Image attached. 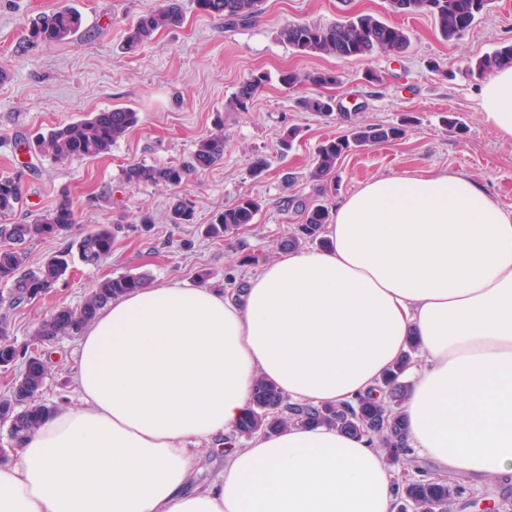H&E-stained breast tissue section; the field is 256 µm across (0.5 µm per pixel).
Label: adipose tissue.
I'll return each instance as SVG.
<instances>
[{
    "label": "adipose tissue",
    "instance_id": "ef3b65f1",
    "mask_svg": "<svg viewBox=\"0 0 512 512\" xmlns=\"http://www.w3.org/2000/svg\"><path fill=\"white\" fill-rule=\"evenodd\" d=\"M479 107L512 142V65ZM324 235L243 290L150 284L101 310L78 339L75 403L0 466V512H397L384 451L326 424L255 434L197 475L258 379L340 405L412 339V453L441 477H512V211L462 172L387 176L342 198Z\"/></svg>",
    "mask_w": 512,
    "mask_h": 512
}]
</instances>
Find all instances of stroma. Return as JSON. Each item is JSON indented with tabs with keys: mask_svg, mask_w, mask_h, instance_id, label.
<instances>
[{
	"mask_svg": "<svg viewBox=\"0 0 512 512\" xmlns=\"http://www.w3.org/2000/svg\"><path fill=\"white\" fill-rule=\"evenodd\" d=\"M161 0H0V174L23 170V201L12 222L31 220L68 191L79 231L117 225L112 253L98 266L73 264L57 290L11 314L13 335L24 344L33 328L55 307H76L104 279L145 273L159 285H198L211 272L210 286L237 289L279 255L278 243L302 215L289 200L323 197L336 207L345 196L374 177L464 172L480 181L500 204L512 210V143L501 140L482 120L481 78L467 77L468 61L512 43V0H493L464 36L441 38L431 17L392 12L388 0H264L253 22L231 26L223 17L202 12L197 0H181L183 22L162 30L135 51L125 46L126 31ZM72 7L81 12V31L69 42H30L29 30L40 15ZM352 14H370L408 30L410 44L400 55L376 52L344 60L305 55L280 42L278 29L290 22L331 24ZM332 71L337 85L302 83L284 88L281 72ZM257 72L270 80L249 111L228 102L238 84ZM376 81H368V74ZM318 94L336 100L324 118L302 111L300 98ZM138 112L139 123L94 159L58 162L25 152L23 142L90 112L112 106ZM224 117V158L179 189L130 186L121 171L133 163L172 164L186 159L196 140ZM411 116L401 140L358 148L339 166L336 188L318 192L309 173L318 145L354 125L391 124ZM462 122L447 125L445 116ZM297 135L288 152L279 142L288 129ZM266 160L254 173L257 160ZM195 205L193 223L174 225L175 194ZM251 196L261 202L254 224L232 238L214 242L201 234L212 215ZM153 224L143 231L142 212ZM252 255V264L240 263ZM76 339L51 345L43 397L72 403L71 374ZM474 504L453 512H512V479L471 486Z\"/></svg>",
	"mask_w": 512,
	"mask_h": 512,
	"instance_id": "1",
	"label": "stroma"
}]
</instances>
